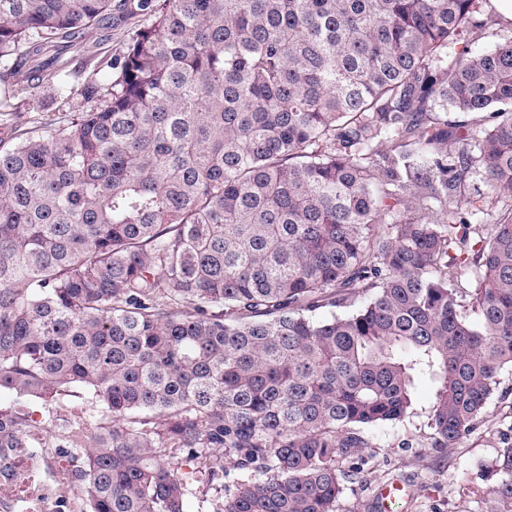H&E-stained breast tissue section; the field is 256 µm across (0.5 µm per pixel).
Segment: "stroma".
<instances>
[{"label":"stroma","mask_w":512,"mask_h":512,"mask_svg":"<svg viewBox=\"0 0 512 512\" xmlns=\"http://www.w3.org/2000/svg\"><path fill=\"white\" fill-rule=\"evenodd\" d=\"M17 119L25 127L40 126L49 133L67 118L48 95L19 102ZM432 386L419 382L415 390V416L374 431L373 447L362 452L366 482L346 484L340 512H380L378 491L393 483L403 491L392 512H489L492 485L481 466L492 458L500 432L512 426V400L492 396L479 429L461 447L430 445L427 413ZM470 494H463V487Z\"/></svg>","instance_id":"35a3bbf8"}]
</instances>
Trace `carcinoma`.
Segmentation results:
<instances>
[{"label":"carcinoma","instance_id":"carcinoma-1","mask_svg":"<svg viewBox=\"0 0 512 512\" xmlns=\"http://www.w3.org/2000/svg\"><path fill=\"white\" fill-rule=\"evenodd\" d=\"M151 23L145 25L142 19ZM479 0H0V448L90 512H338L429 379L458 448L512 369V41ZM128 40L92 67L87 36ZM47 91L48 135L11 123ZM470 299L479 322L460 312ZM249 474L224 496V458ZM482 470L512 512V435ZM491 2L503 19L510 23H503L490 4H483L484 13L492 17V23L475 42L476 46L482 48H491L499 42L512 38V0H491Z\"/></svg>","mask_w":512,"mask_h":512}]
</instances>
